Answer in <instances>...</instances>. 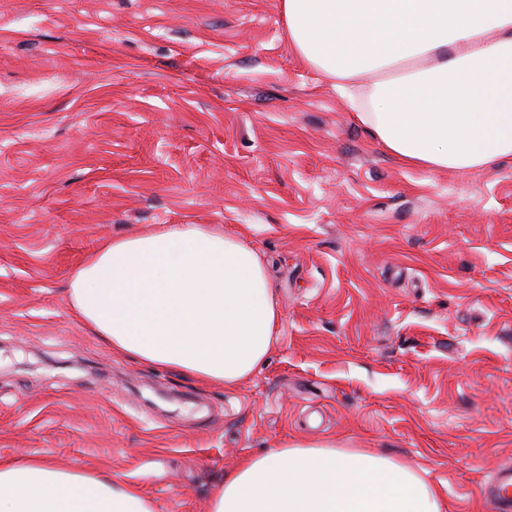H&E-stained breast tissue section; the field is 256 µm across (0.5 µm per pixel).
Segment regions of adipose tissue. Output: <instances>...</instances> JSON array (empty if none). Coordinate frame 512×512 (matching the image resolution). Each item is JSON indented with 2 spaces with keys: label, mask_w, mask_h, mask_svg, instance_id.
Returning <instances> with one entry per match:
<instances>
[{
  "label": "adipose tissue",
  "mask_w": 512,
  "mask_h": 512,
  "mask_svg": "<svg viewBox=\"0 0 512 512\" xmlns=\"http://www.w3.org/2000/svg\"><path fill=\"white\" fill-rule=\"evenodd\" d=\"M315 70L357 82L358 118L404 163L469 170L512 157V0H281ZM366 71L370 85L359 84ZM76 314L113 352L234 386L280 320L256 252L206 224H165L94 250L69 278ZM0 512H153L135 486L36 458L0 464ZM209 512H444L409 464L286 441L224 477Z\"/></svg>",
  "instance_id": "obj_1"
}]
</instances>
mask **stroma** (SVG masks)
<instances>
[{
  "label": "stroma",
  "instance_id": "obj_1",
  "mask_svg": "<svg viewBox=\"0 0 512 512\" xmlns=\"http://www.w3.org/2000/svg\"><path fill=\"white\" fill-rule=\"evenodd\" d=\"M212 224L264 261L273 347L234 388L74 314L103 243ZM416 465L491 512L512 463V157L404 165L288 40L281 0H0V461L208 512L284 439ZM492 512L512 511V466L500 467L485 489Z\"/></svg>",
  "mask_w": 512,
  "mask_h": 512
}]
</instances>
